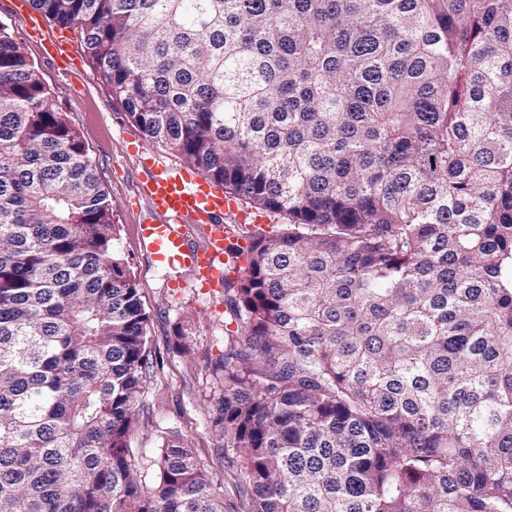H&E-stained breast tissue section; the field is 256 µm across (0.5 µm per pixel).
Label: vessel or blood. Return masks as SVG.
<instances>
[{
    "instance_id": "b4317fda",
    "label": "vessel or blood",
    "mask_w": 512,
    "mask_h": 512,
    "mask_svg": "<svg viewBox=\"0 0 512 512\" xmlns=\"http://www.w3.org/2000/svg\"><path fill=\"white\" fill-rule=\"evenodd\" d=\"M47 41V40H46ZM47 50L59 67H67L74 54L70 32L47 41ZM147 174L139 186L155 217L138 225L141 245L158 265L178 263L195 270L203 287L212 288L224 279V242L229 235L228 216L245 223L247 211L230 195L215 191L201 173L174 168L147 157ZM194 225L204 238L203 248L186 242V227Z\"/></svg>"
}]
</instances>
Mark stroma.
Instances as JSON below:
<instances>
[{
	"label": "stroma",
	"mask_w": 512,
	"mask_h": 512,
	"mask_svg": "<svg viewBox=\"0 0 512 512\" xmlns=\"http://www.w3.org/2000/svg\"><path fill=\"white\" fill-rule=\"evenodd\" d=\"M14 2L0 0V23L22 43L85 143L119 226L115 247L136 281L148 314L147 334L157 366L146 392L147 408L130 444L152 453L158 431L178 432L223 493L224 512H253L249 486L237 467L223 462L218 453L223 441L210 427L216 386L211 364L224 348L228 319L224 290L200 291L191 269L156 265L141 248L136 226L147 208L131 206L130 200L145 170L138 157L127 152L126 143L142 140V133L114 105L88 61H81L71 73L56 68L42 45L27 37Z\"/></svg>",
	"instance_id": "35a3bbf8"
}]
</instances>
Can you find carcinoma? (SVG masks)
<instances>
[{
	"instance_id": "carcinoma-1",
	"label": "carcinoma",
	"mask_w": 512,
	"mask_h": 512,
	"mask_svg": "<svg viewBox=\"0 0 512 512\" xmlns=\"http://www.w3.org/2000/svg\"><path fill=\"white\" fill-rule=\"evenodd\" d=\"M127 120L288 215L224 280L211 428L254 512H512V0H31ZM119 225L0 26V512H224Z\"/></svg>"
}]
</instances>
